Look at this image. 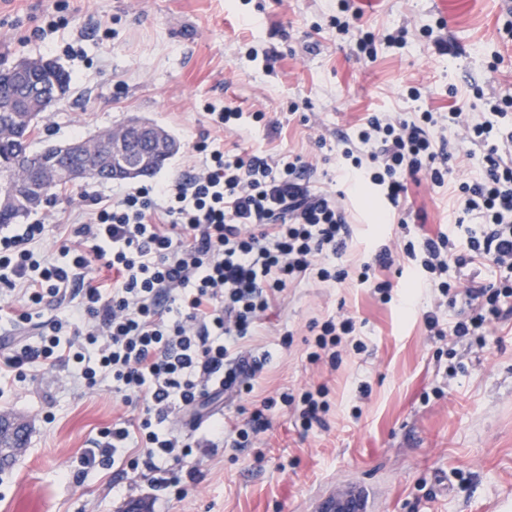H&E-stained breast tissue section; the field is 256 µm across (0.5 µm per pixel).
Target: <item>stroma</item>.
Returning <instances> with one entry per match:
<instances>
[{
    "label": "stroma",
    "mask_w": 512,
    "mask_h": 512,
    "mask_svg": "<svg viewBox=\"0 0 512 512\" xmlns=\"http://www.w3.org/2000/svg\"><path fill=\"white\" fill-rule=\"evenodd\" d=\"M49 15L64 25L43 30ZM338 17L348 34L337 33ZM503 23L497 0H444L438 11L431 0H0V69L44 58L72 78L40 121L35 148L138 116L180 144L160 180L187 174L190 146L206 137L284 162L299 154L325 190L344 191L354 230L343 283L288 288L269 311L256 339L267 364L253 395L239 401L247 408L280 388L324 384L325 426L303 429L277 406L253 447L194 450L186 463L200 465L202 477L179 498L84 467L98 431L139 409L113 399L108 385L76 388L73 366L36 369L0 384V415L28 430L23 451L0 470V512H130L137 502L147 512H313L341 481L365 489L367 512H512V315L475 336L434 338L422 312L430 297L414 290L411 270L375 273L414 290L410 310L359 284L362 262L396 229L381 223L384 202L373 188L345 191L338 158L339 134L368 114L481 112L484 98L512 95V34ZM399 28L404 46L384 43ZM368 31L377 48L370 58L355 45ZM411 86L419 100L408 99ZM209 105L242 112L240 126L214 129ZM124 187L86 180L58 194L46 206L57 222L37 251L56 256L58 226L73 222L82 194ZM408 203L424 217L414 235L447 230L458 216L448 190L424 176L409 183ZM342 312L355 315L364 350L346 339L338 369L310 363V324ZM287 330L288 348L280 343Z\"/></svg>",
    "instance_id": "35a3bbf8"
}]
</instances>
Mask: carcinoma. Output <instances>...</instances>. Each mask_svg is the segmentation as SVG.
Listing matches in <instances>:
<instances>
[{
  "label": "carcinoma",
  "instance_id": "obj_1",
  "mask_svg": "<svg viewBox=\"0 0 512 512\" xmlns=\"http://www.w3.org/2000/svg\"><path fill=\"white\" fill-rule=\"evenodd\" d=\"M70 81V75L59 64L52 66L50 71L37 75L25 87H19L8 77L0 76V128L5 131L0 136V162L4 166V170H0V179L4 184L14 182L35 185L40 180L42 171L48 166L60 167L69 172L85 169L86 159L70 148L48 145L40 151L31 150L40 114L17 111L22 98L33 94L46 100L54 84L68 87ZM95 168L96 172L90 174L89 178L112 179V143L109 142L104 147ZM21 433H25V428H14L6 420L0 423V439L11 448L20 447L22 440L18 436Z\"/></svg>",
  "mask_w": 512,
  "mask_h": 512
}]
</instances>
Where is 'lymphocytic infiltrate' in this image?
I'll use <instances>...</instances> for the list:
<instances>
[{
    "mask_svg": "<svg viewBox=\"0 0 512 512\" xmlns=\"http://www.w3.org/2000/svg\"><path fill=\"white\" fill-rule=\"evenodd\" d=\"M511 114L512 96L505 95L479 116L458 107L411 120L371 115L340 138L343 178L377 187L404 231L412 221L408 180L424 174L441 188L452 173L443 129H455L481 151V177L457 187L459 212L477 223L464 248L444 232L409 239L396 255L380 248L358 275L387 302L393 285L371 282V267L390 268L399 257L414 262L424 285L460 308L448 329L439 312H426L431 335H471L501 318L502 301L512 298V278L464 288L446 278L450 267L485 260L512 271V127L505 123ZM192 150L201 164L188 176L92 195L58 257L38 260L32 250L52 216L0 235V286L26 300L12 313V328H38L33 338L14 341L0 373L72 363L80 387L111 381L113 395L141 412L100 429L86 465L117 468L130 482L143 479L178 497L199 481L198 468L184 465L194 447H251L276 405L297 412L303 428L323 424L322 385L264 397L243 425L229 429L223 419L204 423L192 412L214 396L253 392L266 360L246 351V343L288 286L347 279L338 261L352 234L340 196L318 189L302 158L281 163L202 142ZM38 306L56 313L34 322ZM309 330V360L334 369L356 320L343 314Z\"/></svg>",
    "mask_w": 512,
    "mask_h": 512,
    "instance_id": "1",
    "label": "lymphocytic infiltrate"
}]
</instances>
